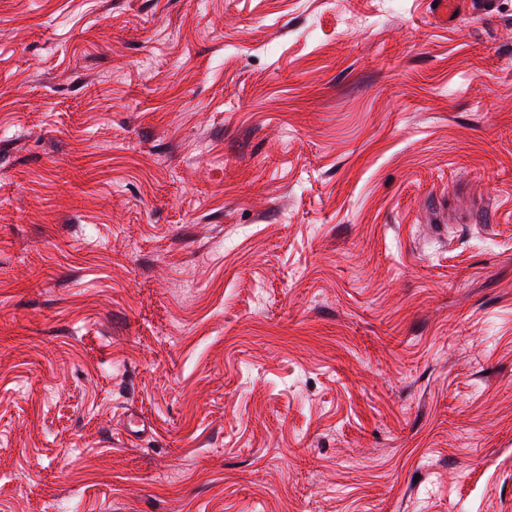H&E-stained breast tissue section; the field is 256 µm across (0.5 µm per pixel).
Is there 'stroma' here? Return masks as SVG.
Masks as SVG:
<instances>
[{
    "label": "stroma",
    "mask_w": 512,
    "mask_h": 512,
    "mask_svg": "<svg viewBox=\"0 0 512 512\" xmlns=\"http://www.w3.org/2000/svg\"><path fill=\"white\" fill-rule=\"evenodd\" d=\"M509 22L0 0V512H512Z\"/></svg>",
    "instance_id": "stroma-1"
}]
</instances>
